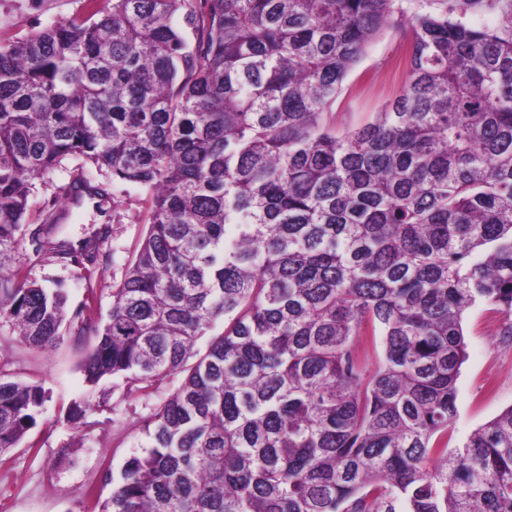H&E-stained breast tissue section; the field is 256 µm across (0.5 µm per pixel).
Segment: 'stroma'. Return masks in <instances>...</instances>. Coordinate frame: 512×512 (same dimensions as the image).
I'll return each instance as SVG.
<instances>
[{
    "label": "stroma",
    "instance_id": "stroma-1",
    "mask_svg": "<svg viewBox=\"0 0 512 512\" xmlns=\"http://www.w3.org/2000/svg\"><path fill=\"white\" fill-rule=\"evenodd\" d=\"M81 0H0V38L24 37L31 30L78 11ZM404 51L399 30L389 28L370 42L349 73L328 122L336 130L354 129L371 121L402 87L405 74L398 60ZM94 181L111 185L104 209L84 204L72 220L70 232L80 238L105 223L112 236L103 246L105 265L94 273L97 302L108 311L112 290L145 233L147 194L113 183L111 174H94ZM500 317L486 307L469 310L464 321L467 358L457 382L458 412L451 446H458L474 430L512 406V338L504 336ZM85 346L71 338L43 350L21 342L10 326L0 327V378L40 383L47 401L26 446L0 456V512H82L86 489L101 490L105 474H119L125 460L137 452L146 436L141 426L154 408L177 386L175 377L131 397L114 392L111 380L89 385L80 369ZM84 417L71 420L75 406Z\"/></svg>",
    "mask_w": 512,
    "mask_h": 512
}]
</instances>
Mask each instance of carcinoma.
I'll list each match as a JSON object with an SVG mask.
<instances>
[{"label": "carcinoma", "instance_id": "obj_1", "mask_svg": "<svg viewBox=\"0 0 512 512\" xmlns=\"http://www.w3.org/2000/svg\"><path fill=\"white\" fill-rule=\"evenodd\" d=\"M397 0H84L0 42V326L89 345L129 397L181 374L90 512H512V406L448 450L463 321L512 336V27L449 0L403 29L375 119L326 121ZM77 159L27 223L32 180ZM149 192L112 306L104 224L67 234L89 171ZM72 265L87 295L29 277ZM223 330L206 348L203 337ZM46 402L0 378V454Z\"/></svg>", "mask_w": 512, "mask_h": 512}]
</instances>
